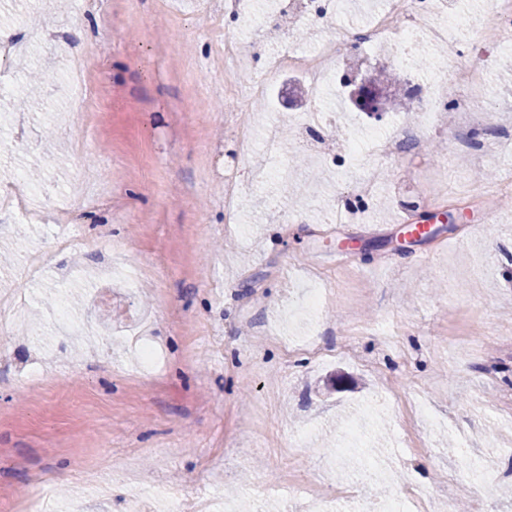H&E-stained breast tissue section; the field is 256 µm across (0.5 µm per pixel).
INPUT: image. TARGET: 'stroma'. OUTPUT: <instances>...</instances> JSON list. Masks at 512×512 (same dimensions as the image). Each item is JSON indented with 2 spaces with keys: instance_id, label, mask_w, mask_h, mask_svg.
Segmentation results:
<instances>
[{
  "instance_id": "stroma-1",
  "label": "stroma",
  "mask_w": 512,
  "mask_h": 512,
  "mask_svg": "<svg viewBox=\"0 0 512 512\" xmlns=\"http://www.w3.org/2000/svg\"><path fill=\"white\" fill-rule=\"evenodd\" d=\"M36 12L58 40L0 68L12 89L44 76L38 106L0 105L25 129L0 145V187L27 193L20 174L36 168L47 195L36 214L0 213V304L28 302L0 346V512H168L173 492L196 510L230 499L236 512H281L278 474L299 467L319 476L298 498L305 510L330 485L360 494L357 457L336 456L354 427L381 469L379 497L412 486L427 491L418 512H512V193L484 197L480 163L450 157L459 114L435 115L437 156L386 161L359 223H336L326 203L353 202L369 166L319 162L341 152V133L321 142L289 125L300 74L250 97L259 66L242 63L239 95H225V36L267 50L236 16L215 21L207 0H0V32L30 29ZM66 41L84 50L106 105L96 124L78 110ZM493 83V118L512 123V49ZM376 96L378 116L358 112L346 86L326 104L359 140L412 120L410 100ZM229 114L259 140L287 131L289 148L259 144L239 159ZM229 176L247 186L235 224L224 221ZM64 211L84 247L56 248ZM435 211L449 222L406 238L402 219ZM114 241L130 245L121 263L142 271L114 291L133 330L70 341L59 308L70 326L107 324L97 259ZM341 245L339 264L328 253ZM60 265L72 273L64 284ZM316 272L329 281L325 307L296 311ZM33 322L41 336L24 334ZM351 322L364 327L352 358L340 351ZM310 339L329 361L312 362ZM141 340L160 355L148 372ZM337 372L351 381L335 390ZM301 432L307 455L275 458Z\"/></svg>"
}]
</instances>
